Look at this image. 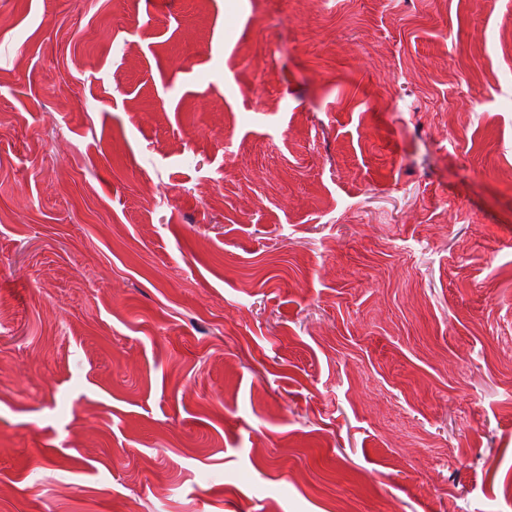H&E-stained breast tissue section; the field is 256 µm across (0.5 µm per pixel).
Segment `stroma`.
<instances>
[{"label":"stroma","mask_w":512,"mask_h":512,"mask_svg":"<svg viewBox=\"0 0 512 512\" xmlns=\"http://www.w3.org/2000/svg\"><path fill=\"white\" fill-rule=\"evenodd\" d=\"M512 0H0V512H512Z\"/></svg>","instance_id":"obj_1"}]
</instances>
